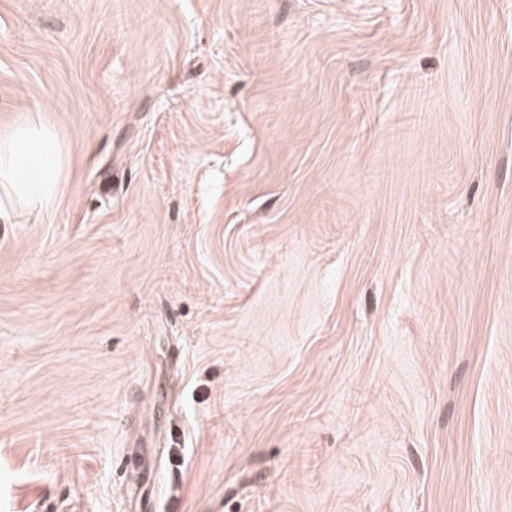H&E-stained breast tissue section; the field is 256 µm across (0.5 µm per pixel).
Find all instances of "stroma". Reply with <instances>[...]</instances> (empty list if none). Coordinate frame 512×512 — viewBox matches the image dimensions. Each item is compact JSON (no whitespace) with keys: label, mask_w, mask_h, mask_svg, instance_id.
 <instances>
[{"label":"stroma","mask_w":512,"mask_h":512,"mask_svg":"<svg viewBox=\"0 0 512 512\" xmlns=\"http://www.w3.org/2000/svg\"><path fill=\"white\" fill-rule=\"evenodd\" d=\"M0 512H512V0H0ZM64 156L54 129L32 120L0 133V223L20 203L49 214L62 194Z\"/></svg>","instance_id":"obj_1"}]
</instances>
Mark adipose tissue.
<instances>
[{
    "mask_svg": "<svg viewBox=\"0 0 512 512\" xmlns=\"http://www.w3.org/2000/svg\"><path fill=\"white\" fill-rule=\"evenodd\" d=\"M64 156L52 127L36 121L0 133V223H13L19 204L50 213L60 197Z\"/></svg>",
    "mask_w": 512,
    "mask_h": 512,
    "instance_id": "adipose-tissue-1",
    "label": "adipose tissue"
}]
</instances>
